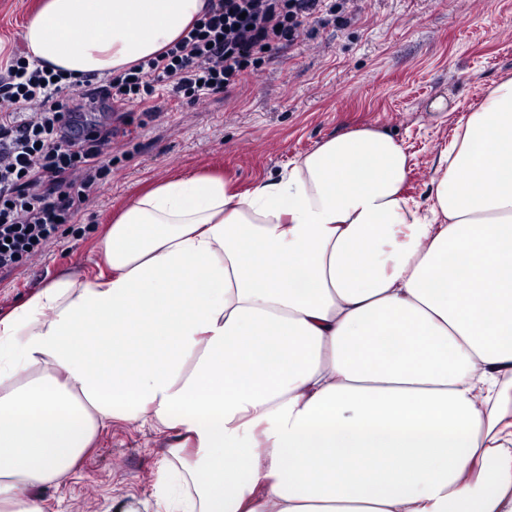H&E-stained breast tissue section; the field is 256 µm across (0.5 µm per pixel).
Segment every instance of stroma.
Listing matches in <instances>:
<instances>
[{"instance_id": "1", "label": "stroma", "mask_w": 512, "mask_h": 512, "mask_svg": "<svg viewBox=\"0 0 512 512\" xmlns=\"http://www.w3.org/2000/svg\"><path fill=\"white\" fill-rule=\"evenodd\" d=\"M38 0H0V41L21 32ZM512 77V0H354L343 26L314 25L300 46L278 50L231 92L195 103L85 109V124L117 129L111 175L73 231L0 277V312L61 271L84 272L112 214L152 182L206 168L248 190L286 173L328 138L359 127L394 135L410 168L405 192L427 204L432 167L458 118L494 82ZM163 441L151 430H105L65 484L44 492L53 512H106L150 498Z\"/></svg>"}]
</instances>
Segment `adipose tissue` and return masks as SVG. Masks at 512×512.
I'll use <instances>...</instances> for the list:
<instances>
[{
  "label": "adipose tissue",
  "mask_w": 512,
  "mask_h": 512,
  "mask_svg": "<svg viewBox=\"0 0 512 512\" xmlns=\"http://www.w3.org/2000/svg\"><path fill=\"white\" fill-rule=\"evenodd\" d=\"M208 0H40L28 56L75 78L177 42ZM363 127L237 191L176 176L93 275L0 315V512H47L113 424L167 436L122 512H512V77L461 116L428 206Z\"/></svg>",
  "instance_id": "obj_1"
}]
</instances>
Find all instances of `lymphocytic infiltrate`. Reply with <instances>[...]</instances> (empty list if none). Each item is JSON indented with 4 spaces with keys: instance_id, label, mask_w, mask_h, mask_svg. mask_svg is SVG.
Here are the masks:
<instances>
[{
    "instance_id": "f902f5d3",
    "label": "lymphocytic infiltrate",
    "mask_w": 512,
    "mask_h": 512,
    "mask_svg": "<svg viewBox=\"0 0 512 512\" xmlns=\"http://www.w3.org/2000/svg\"><path fill=\"white\" fill-rule=\"evenodd\" d=\"M346 0H210L187 33L106 83L54 80L25 56L0 79V272L22 268L67 226L112 170L110 128L78 110L109 101L148 112L160 98L193 103L236 87L266 50L302 44L316 23L345 19Z\"/></svg>"
}]
</instances>
